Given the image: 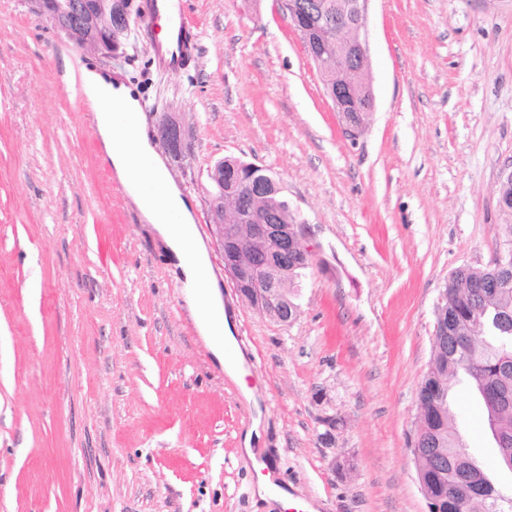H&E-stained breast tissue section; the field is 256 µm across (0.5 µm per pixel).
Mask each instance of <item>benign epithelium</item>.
Listing matches in <instances>:
<instances>
[{"label": "benign epithelium", "mask_w": 512, "mask_h": 512, "mask_svg": "<svg viewBox=\"0 0 512 512\" xmlns=\"http://www.w3.org/2000/svg\"><path fill=\"white\" fill-rule=\"evenodd\" d=\"M370 0H279L280 12L299 33L309 58L322 73L328 98L342 114L344 134L356 139L365 129L374 109V93L368 75V4ZM34 11L45 16L79 48L110 57L121 45L130 27L129 0H31ZM158 135L177 159L191 151V129L177 112L157 116ZM261 167L235 160L224 166L219 160L208 172L212 191L208 192L210 223L215 228L216 245L235 288L252 308L278 323L293 322L299 312L288 313V272L308 267L314 259L306 225L285 224L276 205L261 201L283 195L279 179L265 175L266 185H255ZM453 316L448 308L435 306L433 341L446 342L452 335ZM411 453L448 466L447 453L434 447L425 415L419 413L410 437ZM420 491L428 512L453 509L460 497L484 494V486L474 484L448 498L429 491L430 478L417 473Z\"/></svg>", "instance_id": "benign-epithelium-1"}]
</instances>
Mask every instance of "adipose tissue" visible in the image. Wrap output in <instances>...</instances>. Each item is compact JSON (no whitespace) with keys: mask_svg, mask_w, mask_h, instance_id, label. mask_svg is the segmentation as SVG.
<instances>
[{"mask_svg":"<svg viewBox=\"0 0 512 512\" xmlns=\"http://www.w3.org/2000/svg\"><path fill=\"white\" fill-rule=\"evenodd\" d=\"M83 84L97 103L95 123L102 144V159L139 211L151 224L173 261L175 279L181 282L185 301L208 350L235 382L247 403H254L246 382V358L234 336L235 324L228 315L206 247L195 229L193 205L170 177L162 157L147 132L139 93L124 80L95 71L84 73ZM264 426L254 418L243 434L238 450L245 467L253 468L254 512H317L313 503H300L275 482L273 463L261 460L259 446Z\"/></svg>","mask_w":512,"mask_h":512,"instance_id":"1","label":"adipose tissue"}]
</instances>
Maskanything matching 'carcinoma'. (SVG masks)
<instances>
[{
    "instance_id": "1",
    "label": "carcinoma",
    "mask_w": 512,
    "mask_h": 512,
    "mask_svg": "<svg viewBox=\"0 0 512 512\" xmlns=\"http://www.w3.org/2000/svg\"><path fill=\"white\" fill-rule=\"evenodd\" d=\"M502 245L512 250V208L500 212ZM481 279L498 281L496 296L489 304L472 298L470 283ZM448 310L456 323L455 334L471 336L473 341L458 348L441 346L433 352L434 371L439 389H420L421 402L430 401L444 407L447 421L436 423L440 447L450 459H460L463 469L448 471L434 482L433 493L441 495L449 485L461 479L477 483L485 475L471 459L462 443L457 415L448 401L449 381L463 374L467 376L482 406L487 428L499 436L497 461L512 459V268L508 270L485 268L468 269L451 285L444 286ZM512 512V495L495 492L476 502L461 500L454 512Z\"/></svg>"
}]
</instances>
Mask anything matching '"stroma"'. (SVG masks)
Here are the masks:
<instances>
[{
    "label": "stroma",
    "mask_w": 512,
    "mask_h": 512,
    "mask_svg": "<svg viewBox=\"0 0 512 512\" xmlns=\"http://www.w3.org/2000/svg\"><path fill=\"white\" fill-rule=\"evenodd\" d=\"M195 66L158 64L132 12L110 58L28 0H0V512H253L237 460L253 411L199 336L169 255L101 158L84 72L136 86L147 128L184 113L167 170L236 323L282 481L319 512H427L408 440L452 272L501 246L512 163V0H371L375 107L342 130L276 0H191ZM232 156L279 177L314 263L297 319L250 308L224 269L207 171ZM449 399L503 485L475 391ZM156 127L163 145L172 156L181 159L190 153L191 129L179 113H159Z\"/></svg>",
    "instance_id": "35a3bbf8"
}]
</instances>
